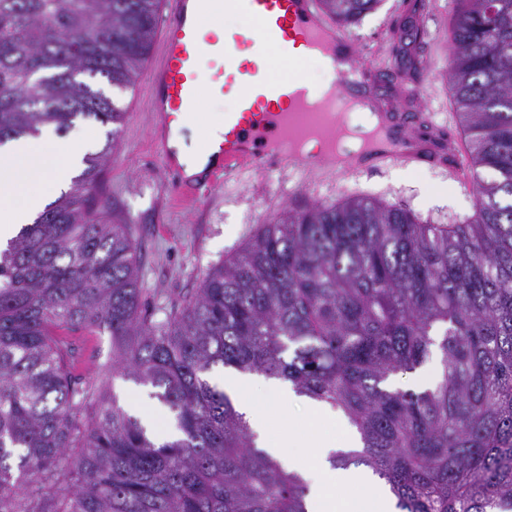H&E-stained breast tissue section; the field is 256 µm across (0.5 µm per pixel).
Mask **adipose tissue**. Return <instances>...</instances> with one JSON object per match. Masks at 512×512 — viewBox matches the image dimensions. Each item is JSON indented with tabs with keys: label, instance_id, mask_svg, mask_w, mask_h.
Wrapping results in <instances>:
<instances>
[{
	"label": "adipose tissue",
	"instance_id": "obj_1",
	"mask_svg": "<svg viewBox=\"0 0 512 512\" xmlns=\"http://www.w3.org/2000/svg\"><path fill=\"white\" fill-rule=\"evenodd\" d=\"M88 137L69 141L52 130L0 146V243H7L18 229L32 223L53 198L65 191L81 164ZM243 414L251 430L264 436L267 451L300 474L309 485L307 512H395V500L383 482L364 467L334 468L332 452L349 448V430L338 428L328 405L299 400L290 387L276 380L264 382L268 396L277 400L278 413L302 402L306 419L302 427L276 429L275 415L249 394L254 382L239 374L219 380Z\"/></svg>",
	"mask_w": 512,
	"mask_h": 512
}]
</instances>
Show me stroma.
I'll use <instances>...</instances> for the list:
<instances>
[{
    "mask_svg": "<svg viewBox=\"0 0 512 512\" xmlns=\"http://www.w3.org/2000/svg\"><path fill=\"white\" fill-rule=\"evenodd\" d=\"M455 0H382L360 23L349 26L365 61L380 70L398 69L401 49L417 54L422 66L405 73L415 94L400 99L389 78H382L380 100H397L402 112L426 113L435 124L454 128L448 93V31L456 14ZM415 21L421 35L405 45L398 38L404 21ZM125 110L121 125L78 121L66 138L79 130L97 133L93 151L110 148L103 172V217L131 225L141 247L140 286L152 310L168 309L200 288L210 270L238 251L262 225L288 208L311 202L333 203L351 194H365L411 210L435 224H450L472 213L474 189L468 175L450 177L427 166L393 164L379 172L354 175L340 183L315 184L300 167L284 171H247L225 178L203 194L197 205L172 200L170 178L152 139L158 122L147 106V84L137 76L133 86L114 91ZM76 347L74 373L101 387L104 397L136 417H151L157 428L172 424L169 408L152 388L113 371L112 338L83 329L68 332Z\"/></svg>",
    "mask_w": 512,
    "mask_h": 512,
    "instance_id": "stroma-1",
    "label": "stroma"
}]
</instances>
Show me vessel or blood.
Wrapping results in <instances>:
<instances>
[{
  "label": "vessel or blood",
  "instance_id": "b4317fda",
  "mask_svg": "<svg viewBox=\"0 0 512 512\" xmlns=\"http://www.w3.org/2000/svg\"><path fill=\"white\" fill-rule=\"evenodd\" d=\"M209 0H166L159 27V54L148 67V99L159 120L154 148L171 176L176 201L189 204L225 175L243 169L282 170L300 163L318 182H335L390 163L447 169L459 176L454 136L434 124L412 126L380 110L373 137L357 154L342 150L346 113L358 110L375 78L361 62L359 47L343 27L323 12L319 0H224L246 20L223 37L204 35L198 21ZM320 54L334 80L329 91L313 92L295 69L270 78L272 50L287 47ZM218 63L211 90L237 88V104L224 114V131L206 140L208 162L188 173L173 145L183 118L201 101L199 73L204 60ZM316 147L304 151L307 142Z\"/></svg>",
  "mask_w": 512,
  "mask_h": 512
}]
</instances>
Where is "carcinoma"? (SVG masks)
<instances>
[{
	"label": "carcinoma",
	"mask_w": 512,
	"mask_h": 512,
	"mask_svg": "<svg viewBox=\"0 0 512 512\" xmlns=\"http://www.w3.org/2000/svg\"><path fill=\"white\" fill-rule=\"evenodd\" d=\"M448 90L476 203L432 224L361 194L283 212L153 319L127 224L94 209L110 146L0 251V512H306L308 485L255 444L206 374L284 381L326 403L399 512H512V0H457ZM353 24L379 0H321ZM160 0H0V143L124 111ZM123 343L113 369L155 389L180 437L73 372L65 332ZM422 390L387 387L433 356Z\"/></svg>",
	"instance_id": "carcinoma-1"
}]
</instances>
